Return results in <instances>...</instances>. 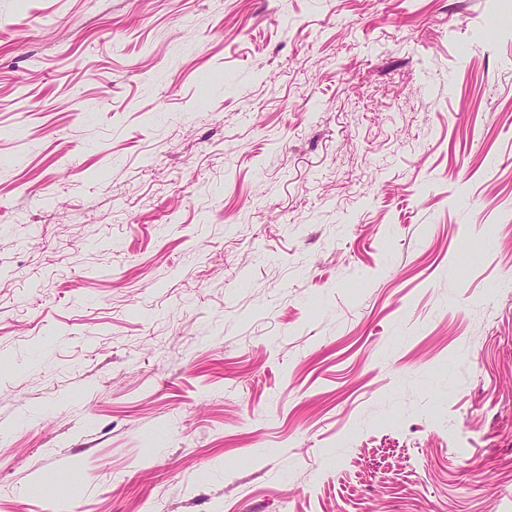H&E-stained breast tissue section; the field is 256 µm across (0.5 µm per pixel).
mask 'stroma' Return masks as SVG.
I'll return each instance as SVG.
<instances>
[{"label":"stroma","instance_id":"1","mask_svg":"<svg viewBox=\"0 0 512 512\" xmlns=\"http://www.w3.org/2000/svg\"><path fill=\"white\" fill-rule=\"evenodd\" d=\"M510 277L512 0H0V512H501Z\"/></svg>","mask_w":512,"mask_h":512}]
</instances>
